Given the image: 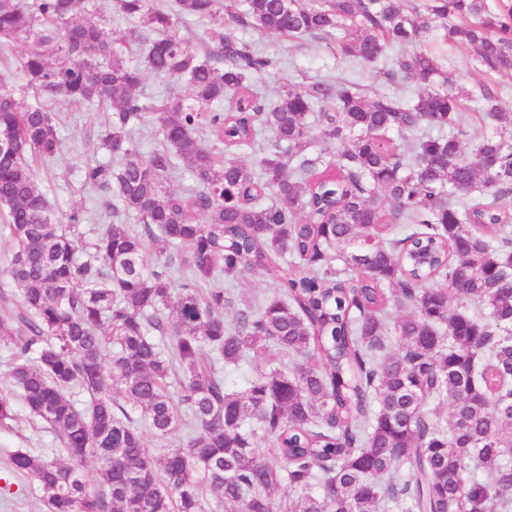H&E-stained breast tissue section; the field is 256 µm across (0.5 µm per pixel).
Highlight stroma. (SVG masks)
<instances>
[{
  "instance_id": "35a3bbf8",
  "label": "stroma",
  "mask_w": 512,
  "mask_h": 512,
  "mask_svg": "<svg viewBox=\"0 0 512 512\" xmlns=\"http://www.w3.org/2000/svg\"><path fill=\"white\" fill-rule=\"evenodd\" d=\"M429 26L431 31L420 42V50L433 55L443 69L455 72L464 89H472L480 78L476 47L445 40L438 21H430ZM224 31L233 37L255 42L275 59L274 69L252 80L253 86L270 104L278 102L284 87L302 89L316 81L351 80L375 90L399 92L409 101L415 100L422 89L420 82L414 79L396 84L390 82L386 73L394 67L392 60L370 65L341 54L340 38L336 35L328 39L311 36L275 39L230 21L225 22ZM108 120V112L102 110L75 104L61 106L58 130L64 149L58 157L37 168L38 186L47 192L59 210H66L71 198H83L88 219L81 229L89 238L113 221L104 198L82 189L80 179L85 165L110 159L103 146ZM15 412V421L9 427L0 428V512H45L44 503L29 479L13 474L8 468V460L18 448L58 456L60 440L33 422L23 404H16Z\"/></svg>"
}]
</instances>
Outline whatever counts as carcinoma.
Wrapping results in <instances>:
<instances>
[{
	"label": "carcinoma",
	"instance_id": "carcinoma-1",
	"mask_svg": "<svg viewBox=\"0 0 512 512\" xmlns=\"http://www.w3.org/2000/svg\"><path fill=\"white\" fill-rule=\"evenodd\" d=\"M115 7L131 24L122 44L94 0H0V49L27 46L23 83L0 84V218L16 286L0 292V344L13 387L65 454L18 448L10 469L48 512H512V216L497 206L512 194V113L478 83L496 132L466 154L457 76L403 51L437 18L449 41L478 47L484 74L512 72V10L486 0ZM186 16L275 38L341 31L342 53L365 63L401 50L392 76L424 89L410 103L319 81L268 108L249 82L273 59L219 28L196 51L178 32ZM134 44L189 96L135 94ZM55 97L109 109L113 162L86 165L81 182L137 228L109 224L86 242L83 202L58 212L37 186L35 164L63 149L43 102ZM150 117L159 148L145 157L133 133ZM392 132L405 138L385 139ZM254 147V163L238 159ZM180 166L194 178L185 193L170 186ZM478 187L486 197L471 196ZM158 243L171 252L151 251ZM255 269L274 284L257 302L210 287ZM394 308L403 315L391 323ZM270 347L296 361L227 385L226 368ZM13 419L12 395L0 394V426ZM149 434L180 441L151 455ZM259 439L275 459L256 452ZM283 483L292 508L273 495Z\"/></svg>",
	"mask_w": 512,
	"mask_h": 512
}]
</instances>
